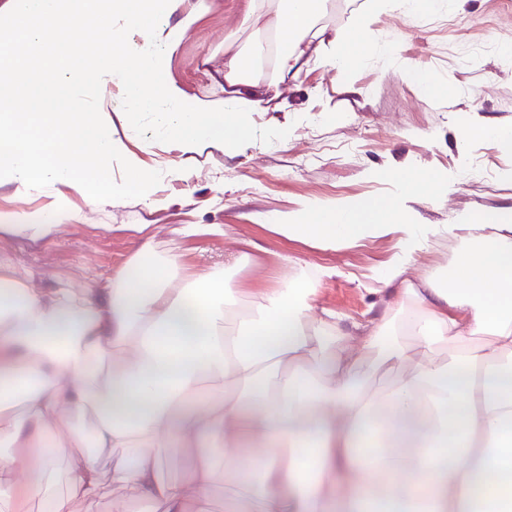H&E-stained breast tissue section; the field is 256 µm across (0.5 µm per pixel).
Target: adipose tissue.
Listing matches in <instances>:
<instances>
[{"label":"adipose tissue","mask_w":512,"mask_h":512,"mask_svg":"<svg viewBox=\"0 0 512 512\" xmlns=\"http://www.w3.org/2000/svg\"><path fill=\"white\" fill-rule=\"evenodd\" d=\"M332 6L250 0L244 23L276 38L272 76L262 79L228 34L217 110L187 104L166 76L204 0H0V20L18 24L57 79L52 93L38 81L17 92L28 63L0 54V128L13 131L0 142V187L18 196L44 183L90 198L149 193L153 170L113 132L146 113L184 148L185 171L208 148L237 154L251 136L244 116L269 109V87L317 62L342 73L363 64L367 14L329 32L317 20ZM87 29L102 38L73 54V35ZM133 31L140 41H129ZM89 82L96 94L84 112L71 91ZM115 86L127 99L119 112ZM116 154L127 180H87ZM422 181L406 172L390 197L257 216L283 238L332 247L395 236L378 299L359 320L318 303L335 269L242 307L223 272L186 276L177 252L159 262L148 244L111 287L78 298L0 275L10 291L0 303V412L24 408L0 428L19 449L0 456V500L22 512L43 497L47 512H73L75 500L98 497L100 455L116 448L113 488L151 512H209L219 470L224 512H512V207L411 224L402 203ZM447 238L456 243L448 270L411 276ZM369 373L384 385L370 388ZM188 443L196 455L185 478L166 479L163 452ZM73 448L84 456L65 491L50 492L56 461Z\"/></svg>","instance_id":"obj_1"}]
</instances>
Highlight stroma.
<instances>
[{
  "label": "stroma",
  "instance_id": "stroma-1",
  "mask_svg": "<svg viewBox=\"0 0 512 512\" xmlns=\"http://www.w3.org/2000/svg\"><path fill=\"white\" fill-rule=\"evenodd\" d=\"M207 10L183 36L169 76L192 103L220 106L224 99V37L238 30L239 46L253 49L263 34L241 28L247 0H207ZM376 45L366 63L349 73L314 64L279 88L276 110L250 113L253 136L233 157L218 149L199 156L190 179L176 166L174 143L148 126L118 127L126 147L149 164L156 179L150 207L138 190L89 200L59 198L45 187L17 196L0 189V211L46 212L60 206L68 218L48 239L0 235V273L44 294L81 296L108 288L112 274L151 242L158 254L176 249L189 272L226 270L251 293L276 288L321 267L336 268L322 282L321 306L352 319L372 301L375 275L393 255L384 237L329 249L309 240H287L260 226V212L297 208L305 199L366 198L393 193V174L410 169L452 177L449 189H426L407 204L417 224H452L458 214L512 206V151L491 138L463 141V127L493 121L512 126V63L500 42L512 38V0H460L453 11L371 17ZM435 78L428 93L399 72L395 59ZM361 88L350 98L344 80ZM185 224L202 232L181 234ZM208 224L225 234L205 232Z\"/></svg>",
  "mask_w": 512,
  "mask_h": 512
}]
</instances>
